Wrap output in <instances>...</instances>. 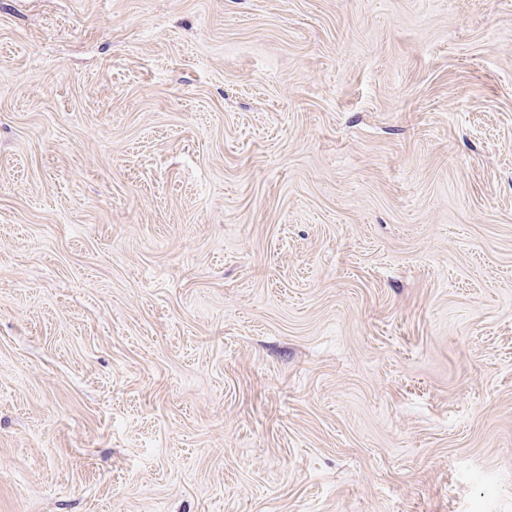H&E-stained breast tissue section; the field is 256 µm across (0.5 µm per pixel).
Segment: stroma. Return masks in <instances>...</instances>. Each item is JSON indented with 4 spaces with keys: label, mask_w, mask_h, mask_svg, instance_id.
<instances>
[{
    "label": "stroma",
    "mask_w": 512,
    "mask_h": 512,
    "mask_svg": "<svg viewBox=\"0 0 512 512\" xmlns=\"http://www.w3.org/2000/svg\"><path fill=\"white\" fill-rule=\"evenodd\" d=\"M0 512H512V0H0Z\"/></svg>",
    "instance_id": "35a3bbf8"
}]
</instances>
